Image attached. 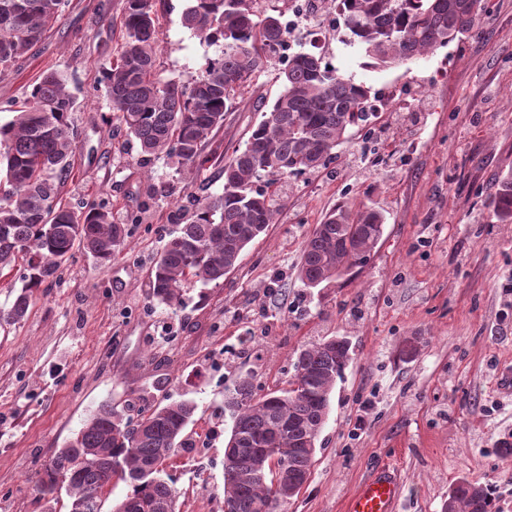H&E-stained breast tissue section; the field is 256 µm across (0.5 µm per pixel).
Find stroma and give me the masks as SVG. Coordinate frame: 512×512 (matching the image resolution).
Here are the masks:
<instances>
[{"label":"stroma","mask_w":512,"mask_h":512,"mask_svg":"<svg viewBox=\"0 0 512 512\" xmlns=\"http://www.w3.org/2000/svg\"><path fill=\"white\" fill-rule=\"evenodd\" d=\"M69 0L63 16L0 73V124L47 72L71 92L76 150L63 201L102 199L127 226L107 266L75 252L25 320L0 327V512H67L58 491L35 489L53 451L109 401L136 419L157 405L197 406L163 469L179 512H220L232 421L224 394L251 373L262 392L285 388L302 345L346 337L352 361L336 380L310 478L288 512H348L357 488L387 465L400 476L395 512H442L460 477L488 484L497 512H512V224L496 223L494 184L512 170V0H484L476 31L410 67L373 69L341 32L322 37L340 71L380 92L395 88L417 129L394 154L364 152L367 132L340 151L335 172L276 189L279 223L250 243L220 284L188 285L180 307L149 301L148 270L169 230L168 205L147 175L171 179L166 158L143 160L112 117L99 69L123 41V0ZM189 0H157L162 78L188 81L219 45L181 25ZM271 65L227 113L210 149L231 155L281 90ZM357 197L386 216L371 263L331 287L295 272L305 237ZM139 215L136 224L129 215ZM257 334L264 358L242 352ZM364 417L360 434L352 429Z\"/></svg>","instance_id":"1"}]
</instances>
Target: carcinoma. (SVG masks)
<instances>
[{"label":"carcinoma","instance_id":"1","mask_svg":"<svg viewBox=\"0 0 512 512\" xmlns=\"http://www.w3.org/2000/svg\"><path fill=\"white\" fill-rule=\"evenodd\" d=\"M259 0H191L182 26L210 42H222L189 82L158 77L160 38L156 0H124V42L115 62L101 67L113 116L145 157L177 162L187 193L175 201L168 221L176 229L149 271L148 298L176 305L194 279L219 283L244 249L278 221L273 195L258 188L279 177L299 176L338 158L350 130L374 114L371 88L345 76L321 51L302 48L288 58L283 89L244 146L224 161L222 192L197 196L189 184L209 168L206 143L224 126V114L276 58L278 8ZM344 35L359 46L368 65H408L460 40L477 25L481 0H331ZM67 0H0V72L27 54L64 11ZM73 98L63 80L49 73L33 86L13 121L0 126V274L17 261L28 274L0 323L17 324L33 297L51 285L75 248L108 264L124 246L125 228L95 200L69 207L59 198L72 173L76 147L68 120ZM493 216L512 223V171L501 176L492 198ZM383 214L364 202L347 201L315 225L302 245L297 279L329 285L365 268L383 235ZM351 361L338 336L302 348L288 387L256 392L253 375L239 378L225 396L232 419L224 456V512H286L302 483L286 485L275 469L310 476L325 426L336 377ZM196 405L188 399L157 405L133 421L112 403L100 404L77 435L56 449L38 473L43 496L65 489L68 512H101L103 488L123 481L131 491L112 512H176V490L161 477L163 463L186 443ZM266 458L258 476L247 465ZM443 512H496L488 485L463 477L448 491Z\"/></svg>","mask_w":512,"mask_h":512}]
</instances>
